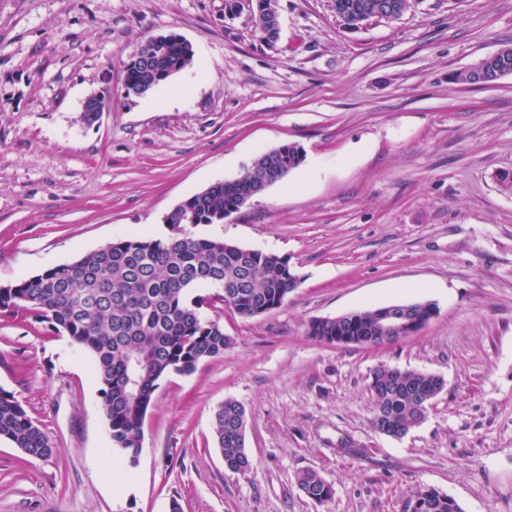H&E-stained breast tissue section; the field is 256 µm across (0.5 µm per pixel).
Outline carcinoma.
<instances>
[{
  "label": "carcinoma",
  "mask_w": 512,
  "mask_h": 512,
  "mask_svg": "<svg viewBox=\"0 0 512 512\" xmlns=\"http://www.w3.org/2000/svg\"><path fill=\"white\" fill-rule=\"evenodd\" d=\"M384 0H337L339 15L352 21ZM152 54L129 68L125 93L143 86L153 90L192 65V45L175 32L152 37L141 54ZM304 150L288 143L260 153L237 178L217 182L186 198L168 215L171 234L165 239L129 237L112 242L79 259L15 282L0 285V309L22 312L64 332L94 360L112 447L130 461L141 448L143 422L158 382L169 374L189 375L197 365L224 355L231 340L219 321L200 309L227 302L243 318L258 309L282 305L298 288L288 260L240 247L222 239L199 236L195 229L222 224L239 212L245 197L265 182L299 167ZM217 288L212 295L192 294ZM373 311L322 318L311 324L317 339L353 343L367 336ZM373 426L401 437L425 416L428 403L443 389L437 376L425 379L416 371L382 366L373 373ZM245 408L228 398L213 414V437L232 472L251 467L246 452ZM0 438L36 459L51 456L53 446L13 393L0 388ZM307 498L323 502L333 495L331 484L313 471L298 476ZM405 512H464L458 501L434 488H424L405 504Z\"/></svg>",
  "instance_id": "1"
}]
</instances>
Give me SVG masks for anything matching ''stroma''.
Here are the masks:
<instances>
[{
    "mask_svg": "<svg viewBox=\"0 0 512 512\" xmlns=\"http://www.w3.org/2000/svg\"><path fill=\"white\" fill-rule=\"evenodd\" d=\"M264 43L225 0H0V284L163 219L262 152L305 162L203 237L287 259L298 288L268 314L223 302L231 345L162 379L136 462L112 448L93 358L49 324L0 311V388L53 453L0 439V512H404L419 489L464 512H512V75L451 73L512 46V0H411L392 22L344 28L331 0H277ZM180 33L191 68L126 96V63ZM108 101L82 126L86 97ZM437 314L370 347L310 334L312 321L406 301ZM441 376L427 416L394 438L372 425L380 366ZM247 412L243 473L224 466L212 417ZM316 471L334 494L306 498ZM298 486L304 496L316 502L326 501L334 493L331 484L313 471L300 474L298 476Z\"/></svg>",
    "mask_w": 512,
    "mask_h": 512,
    "instance_id": "obj_1",
    "label": "stroma"
}]
</instances>
